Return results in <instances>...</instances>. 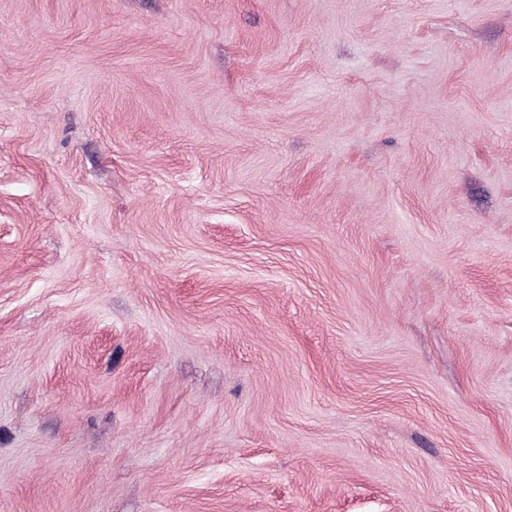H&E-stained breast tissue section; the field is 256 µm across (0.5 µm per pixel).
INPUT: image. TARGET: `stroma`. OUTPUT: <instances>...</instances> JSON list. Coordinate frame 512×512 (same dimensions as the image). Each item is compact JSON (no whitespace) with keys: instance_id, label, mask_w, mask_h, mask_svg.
I'll list each match as a JSON object with an SVG mask.
<instances>
[{"instance_id":"stroma-1","label":"stroma","mask_w":512,"mask_h":512,"mask_svg":"<svg viewBox=\"0 0 512 512\" xmlns=\"http://www.w3.org/2000/svg\"><path fill=\"white\" fill-rule=\"evenodd\" d=\"M0 512H512V0H0Z\"/></svg>"}]
</instances>
